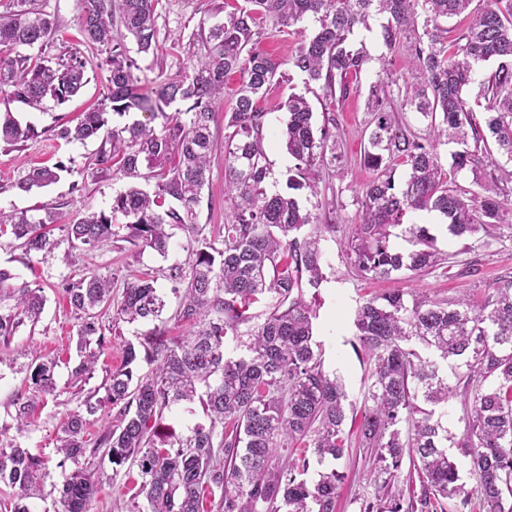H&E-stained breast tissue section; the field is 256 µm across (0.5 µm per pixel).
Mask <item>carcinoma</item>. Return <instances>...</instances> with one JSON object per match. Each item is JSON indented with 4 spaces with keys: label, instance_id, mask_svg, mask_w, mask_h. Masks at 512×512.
<instances>
[{
    "label": "carcinoma",
    "instance_id": "carcinoma-1",
    "mask_svg": "<svg viewBox=\"0 0 512 512\" xmlns=\"http://www.w3.org/2000/svg\"><path fill=\"white\" fill-rule=\"evenodd\" d=\"M486 2L478 9L473 0H244L231 5L223 22L200 29L203 52L189 71L141 93L137 61L114 30L132 36L137 52H150L161 0H79L83 39L108 50V94L74 126L53 129L54 136L82 142L106 131L110 148H101L97 166L115 169L128 184L112 198L109 212L75 214L64 225L66 239L73 247L110 241L121 218L129 238L144 248L165 252L167 228L174 225L198 246L188 268L174 266L170 273L174 291L183 296L169 320L188 326L186 332L168 336L166 328L155 327L126 343L105 395L89 396L68 413L57 446L59 467L69 461L75 468L63 474L59 487L62 512H91L98 490L127 463L137 468L135 512H336L341 473L330 467L314 482L304 478L308 455L320 463L339 462L349 454V439L347 395L338 377L323 369L316 314L304 299V289H317L324 280L318 238L301 234L314 216L292 191L316 190L320 170L336 167L342 156L336 144H328L330 129H316L310 101L292 94L281 139L296 161L295 174L288 178L290 192H268L265 113L258 103L275 80L285 78V65L330 94L336 87L342 97L358 90L367 57L350 39L380 19L383 44L389 50L406 46L417 76L398 93L383 77L372 86L363 163L377 176L362 190L350 259L368 279L436 268L441 258L429 225L409 227L413 248L407 251L390 244V228L409 212L434 211L447 219L449 234L463 237L500 223L507 209L502 189L482 174L500 165L491 141L512 162V0ZM463 13L466 28L448 39L441 21ZM265 18L281 32L300 29V46L285 63L247 50ZM55 33V21L37 0L0 4L1 97L41 110L48 100L64 103L88 82L77 55L55 62L44 57ZM489 61L496 67L476 93L486 102L479 119L468 95L474 68ZM230 71L241 74L224 123V190L232 210L212 240L201 237L197 208L209 183L217 146L212 124ZM176 102L184 108L172 115L156 112ZM399 109L426 122L424 135L411 132L395 115ZM137 112L161 116L160 128L132 118ZM111 114L123 122L109 125ZM35 136L34 126L0 112V143L16 147ZM444 141L457 145L452 170H470L481 192L468 197L448 183L437 153ZM396 159L407 167L399 185L391 168ZM66 171L59 163L38 166L16 187H46ZM151 178L150 192L138 180ZM57 221L48 210H0V234H11L27 256L48 253L57 241L47 228ZM14 280L0 268L4 343L35 326L46 302L41 289ZM64 292L81 314L80 361L71 376L82 383L108 344L97 309L112 306V282L86 274L66 283ZM266 297L270 309L262 320L247 314ZM165 306L154 279L144 276L124 289L115 320H154ZM354 326L360 348L373 361L360 445L372 460L374 479L359 512H512V281L479 306L465 294L446 301L396 288L359 305ZM229 337L242 354L225 353ZM420 347L429 355L421 356ZM141 361L151 371L137 374ZM55 367L53 361L27 365L32 394L14 403L18 434L27 431L35 399L54 392ZM456 398L464 423L459 438L444 426L443 414H435ZM420 400L432 409L422 408ZM195 402L206 422L178 436L160 433L166 415ZM107 408L111 420L90 448L87 428ZM404 421L411 426L405 438L399 429ZM451 448L466 461L474 486L461 480ZM97 454L112 464V475L101 471L95 477L80 466ZM405 463L420 485L406 505L398 487ZM43 466L42 458L18 444L0 448V482L13 489L9 512H32Z\"/></svg>",
    "mask_w": 512,
    "mask_h": 512
}]
</instances>
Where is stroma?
<instances>
[{
  "label": "stroma",
  "mask_w": 512,
  "mask_h": 512,
  "mask_svg": "<svg viewBox=\"0 0 512 512\" xmlns=\"http://www.w3.org/2000/svg\"><path fill=\"white\" fill-rule=\"evenodd\" d=\"M43 9L54 16L57 33L47 49L53 58L80 56L86 63L88 83L69 101L36 111L18 102L0 100V111H11L21 122L31 123L37 138L24 146L4 147L0 144V209L44 208L58 213L62 222H69L77 211L109 210L113 196L123 190L126 179L95 165L101 139L68 143L54 138L51 129L61 121L76 119L94 107L107 94V53L102 46L83 42L78 34V0H39ZM224 18V0H162L156 17L157 49L147 56H138L139 76L144 88L156 82L176 77L187 71L199 48L195 39L200 27H207ZM370 56L359 77L358 92L337 98L327 105L321 85L306 88L303 77L287 71L286 77L271 85L260 103L265 114L264 148L270 176L267 189L283 192L294 161L288 154L280 132L288 114L284 103L289 95L307 94L316 125L325 117L336 121V150L342 155L339 171L321 170L316 192L302 189L296 196L305 209L316 214L318 224L307 225V232L320 237L325 279L317 291L306 292L305 299L316 312L315 334L322 343V364L327 373L341 378L347 394L345 429L351 441H358L364 399L371 383L372 367L364 352L354 350V313L360 304L372 296L396 288L418 289L435 299L451 300L467 293L475 303H483L497 288L512 280V222L493 224L469 238H455L438 233L436 246L446 267L442 270L414 274L402 271L386 279H365L358 275L347 256L358 218V198L374 176L363 163L368 145L371 115L366 109L370 87L379 75H388L397 87L414 81V69L405 47L387 49L378 30H360L357 34ZM64 163L72 167L70 175L50 186L24 193L15 184L32 167ZM231 203L224 194V151L216 149L211 157L210 181L198 208L197 222L204 235H217L227 223ZM57 247L52 253L25 257L11 235L0 237V267L13 271L19 281L30 287H41L47 299L40 321L34 329H22L9 344L0 343V448L11 441L45 460L44 492L33 500V512H59L61 505L57 488L62 480L60 456L56 451L57 437L66 413L86 396L98 389L112 369L123 358L126 342L149 331L146 323L128 324L114 321V309L101 310L99 321L111 340L99 357L94 372L86 384L70 383V370L77 361L76 340L79 316L70 308L63 286L66 282L88 273H96L112 282V298L120 300L124 288L143 275L154 276L156 286L164 296L167 312H174L181 297L171 291V267L187 266L196 244L187 232L173 229L166 255L144 249L118 235L97 247H71L64 232L55 231ZM32 351L42 360L56 363L57 389L38 404L29 430L16 431L13 403L28 389L19 365L24 351ZM338 469L343 474L339 488L338 512H358L355 500L369 483L371 465L361 451L342 460Z\"/></svg>",
  "instance_id": "stroma-1"
}]
</instances>
